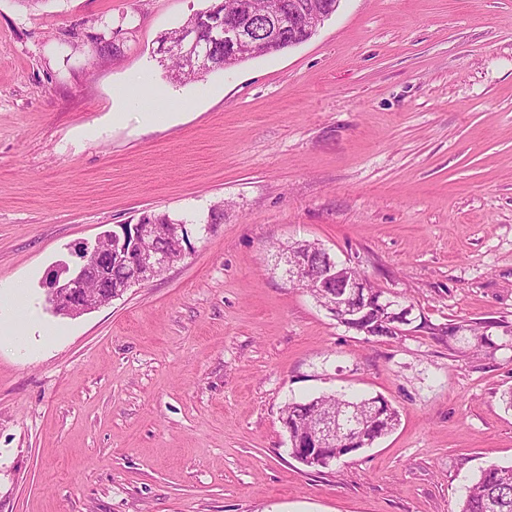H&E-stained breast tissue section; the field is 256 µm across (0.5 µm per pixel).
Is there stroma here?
Masks as SVG:
<instances>
[{
    "label": "stroma",
    "mask_w": 512,
    "mask_h": 512,
    "mask_svg": "<svg viewBox=\"0 0 512 512\" xmlns=\"http://www.w3.org/2000/svg\"><path fill=\"white\" fill-rule=\"evenodd\" d=\"M208 4L0 0V307L23 282L39 324L0 344V512H457L512 465V0H340L301 44L172 83L158 38ZM137 73L169 124L122 97ZM147 210L185 221L184 259L54 314L46 278ZM296 241L414 322L339 325L287 281ZM335 391L400 422L314 470L281 412ZM393 319H380L379 317L370 316L366 320H362L357 324L351 326L349 329L356 330L358 332L366 333L367 336H394L397 335L398 330L394 326Z\"/></svg>",
    "instance_id": "obj_1"
}]
</instances>
